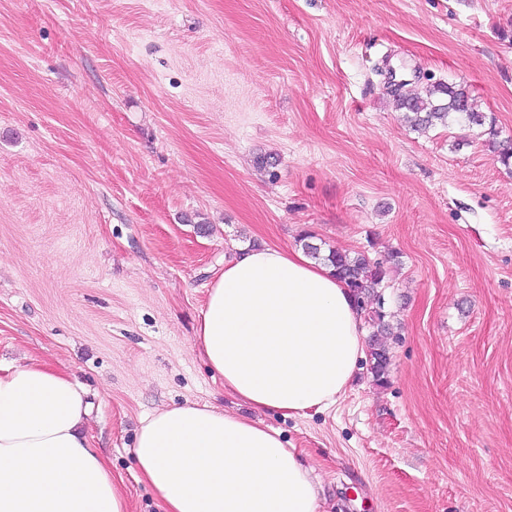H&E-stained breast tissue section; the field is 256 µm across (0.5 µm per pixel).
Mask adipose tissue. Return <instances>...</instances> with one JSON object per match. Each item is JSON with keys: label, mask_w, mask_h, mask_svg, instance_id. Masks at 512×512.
Instances as JSON below:
<instances>
[{"label": "adipose tissue", "mask_w": 512, "mask_h": 512, "mask_svg": "<svg viewBox=\"0 0 512 512\" xmlns=\"http://www.w3.org/2000/svg\"><path fill=\"white\" fill-rule=\"evenodd\" d=\"M202 357L248 405L292 416L335 404L364 351L362 317L333 269L305 250H241L211 284ZM87 390L60 368L0 363V512H127L90 448ZM138 477L162 512H318L311 470L279 431L209 406L140 421Z\"/></svg>", "instance_id": "ef3b65f1"}]
</instances>
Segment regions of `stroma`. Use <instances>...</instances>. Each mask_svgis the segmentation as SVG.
Wrapping results in <instances>:
<instances>
[{"mask_svg": "<svg viewBox=\"0 0 512 512\" xmlns=\"http://www.w3.org/2000/svg\"><path fill=\"white\" fill-rule=\"evenodd\" d=\"M435 83L512 141V0H0V362L87 388L128 512L141 418L184 403L279 430L319 512H512V167L409 126ZM307 235L387 267V381L255 411L196 344L207 288Z\"/></svg>", "mask_w": 512, "mask_h": 512, "instance_id": "1", "label": "stroma"}]
</instances>
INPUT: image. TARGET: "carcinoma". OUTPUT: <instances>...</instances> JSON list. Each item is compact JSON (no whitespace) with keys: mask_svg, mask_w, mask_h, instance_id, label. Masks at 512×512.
Segmentation results:
<instances>
[{"mask_svg":"<svg viewBox=\"0 0 512 512\" xmlns=\"http://www.w3.org/2000/svg\"><path fill=\"white\" fill-rule=\"evenodd\" d=\"M397 106L404 110L412 125L418 129H428L436 125L446 126L451 122L468 127H480L488 135L487 143L497 149L499 131L493 118L472 107L466 90L453 84L439 83L426 90L425 95L406 97L396 96ZM304 248L315 259H321L333 268L336 276L346 283L353 293L357 308L369 321L383 325L385 314L382 310H367V302L381 297L380 290L386 278V270L380 263L371 262L365 255H350L336 249L321 254V248L310 242ZM390 363L387 344L373 335L369 341V370L380 383L384 382Z\"/></svg>","mask_w":512,"mask_h":512,"instance_id":"1","label":"carcinoma"}]
</instances>
